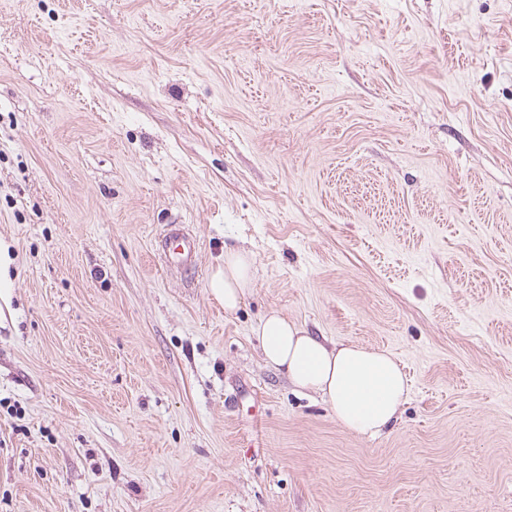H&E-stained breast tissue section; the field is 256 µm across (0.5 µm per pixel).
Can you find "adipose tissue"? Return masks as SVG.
<instances>
[{
    "mask_svg": "<svg viewBox=\"0 0 512 512\" xmlns=\"http://www.w3.org/2000/svg\"><path fill=\"white\" fill-rule=\"evenodd\" d=\"M248 251L225 248L211 274L210 295L225 312L239 308L252 285ZM264 360L287 375L297 389L320 395L349 430L376 434L389 427L409 387L396 358L355 344L327 347L279 312L264 316L257 329Z\"/></svg>",
    "mask_w": 512,
    "mask_h": 512,
    "instance_id": "obj_1",
    "label": "adipose tissue"
}]
</instances>
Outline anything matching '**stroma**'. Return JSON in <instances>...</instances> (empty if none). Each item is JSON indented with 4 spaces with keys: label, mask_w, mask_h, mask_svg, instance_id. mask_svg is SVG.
I'll return each mask as SVG.
<instances>
[{
    "label": "stroma",
    "mask_w": 512,
    "mask_h": 512,
    "mask_svg": "<svg viewBox=\"0 0 512 512\" xmlns=\"http://www.w3.org/2000/svg\"><path fill=\"white\" fill-rule=\"evenodd\" d=\"M0 254V512H512V0H0ZM272 310L393 354L395 422ZM161 243L159 258L166 272L191 266L200 249L199 240L181 224H166L161 232ZM253 259L248 251L224 248V261L211 274L210 295L231 314L236 312L252 285ZM256 334L266 364L330 403L347 429L376 434L396 419L409 387L392 354L355 344L329 348L277 311L261 319Z\"/></svg>",
    "instance_id": "obj_1"
}]
</instances>
